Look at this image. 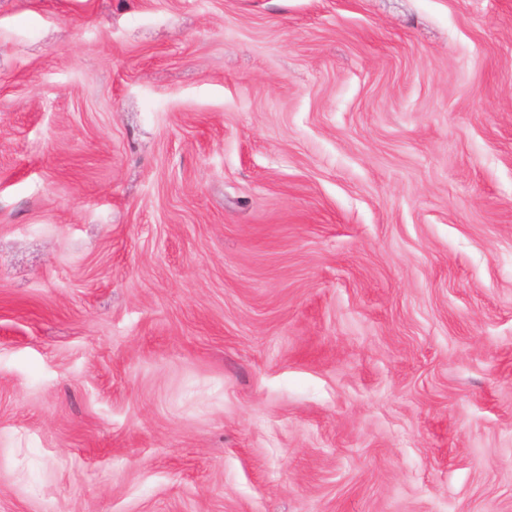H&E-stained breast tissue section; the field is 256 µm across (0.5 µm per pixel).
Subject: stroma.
Segmentation results:
<instances>
[{"mask_svg":"<svg viewBox=\"0 0 512 512\" xmlns=\"http://www.w3.org/2000/svg\"><path fill=\"white\" fill-rule=\"evenodd\" d=\"M0 512H512V0H0Z\"/></svg>","mask_w":512,"mask_h":512,"instance_id":"35a3bbf8","label":"stroma"}]
</instances>
